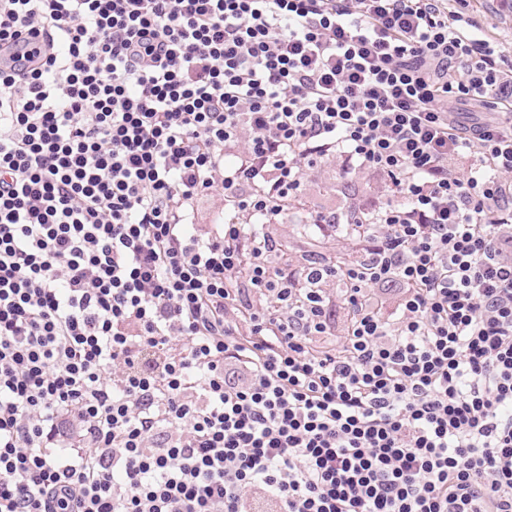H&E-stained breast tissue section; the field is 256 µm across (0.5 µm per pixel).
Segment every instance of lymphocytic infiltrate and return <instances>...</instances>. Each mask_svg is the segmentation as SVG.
Instances as JSON below:
<instances>
[{"label":"lymphocytic infiltrate","instance_id":"obj_1","mask_svg":"<svg viewBox=\"0 0 512 512\" xmlns=\"http://www.w3.org/2000/svg\"><path fill=\"white\" fill-rule=\"evenodd\" d=\"M451 2L0 0V512H512V56ZM378 184L379 179L364 172H355L342 179L336 164L327 163L310 172L304 196L310 205L338 208L348 197L368 194Z\"/></svg>","mask_w":512,"mask_h":512}]
</instances>
